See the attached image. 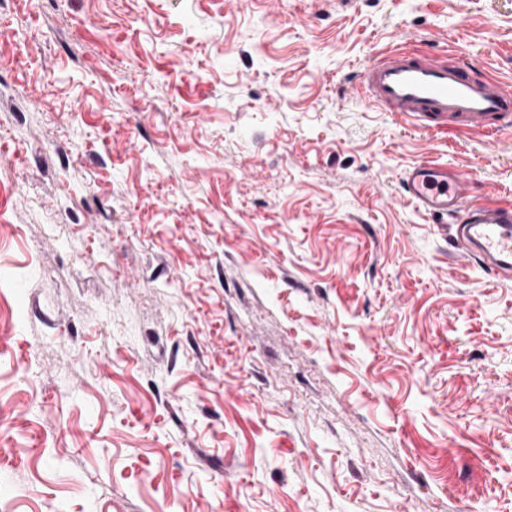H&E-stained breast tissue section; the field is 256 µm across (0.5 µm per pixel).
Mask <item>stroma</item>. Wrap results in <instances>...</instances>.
<instances>
[{"instance_id": "obj_1", "label": "stroma", "mask_w": 512, "mask_h": 512, "mask_svg": "<svg viewBox=\"0 0 512 512\" xmlns=\"http://www.w3.org/2000/svg\"><path fill=\"white\" fill-rule=\"evenodd\" d=\"M512 0H0V512H512V279L407 196L512 135L360 100Z\"/></svg>"}]
</instances>
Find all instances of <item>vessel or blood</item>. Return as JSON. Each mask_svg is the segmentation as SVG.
<instances>
[{
	"mask_svg": "<svg viewBox=\"0 0 512 512\" xmlns=\"http://www.w3.org/2000/svg\"><path fill=\"white\" fill-rule=\"evenodd\" d=\"M395 40L364 64L365 101L429 131L477 130L490 141L512 132V83L475 71L467 60L423 52L410 35ZM403 185L421 210L452 219L462 255L488 274L512 276V203L477 199L467 174L432 161L408 169Z\"/></svg>",
	"mask_w": 512,
	"mask_h": 512,
	"instance_id": "vessel-or-blood-1",
	"label": "vessel or blood"
}]
</instances>
